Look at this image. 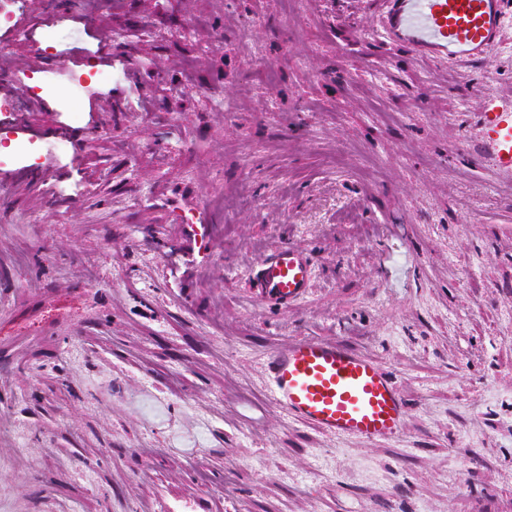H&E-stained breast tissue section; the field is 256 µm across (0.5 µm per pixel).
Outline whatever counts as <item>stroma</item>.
<instances>
[{
    "label": "stroma",
    "mask_w": 512,
    "mask_h": 512,
    "mask_svg": "<svg viewBox=\"0 0 512 512\" xmlns=\"http://www.w3.org/2000/svg\"><path fill=\"white\" fill-rule=\"evenodd\" d=\"M499 9L471 55L382 0H0V512H512ZM284 245L314 278L275 304ZM298 340L379 361L401 434L277 405ZM481 144L502 171L512 173V110L483 112ZM312 279V268L301 251L278 247L261 259L257 288L275 300L302 297Z\"/></svg>",
    "instance_id": "obj_1"
}]
</instances>
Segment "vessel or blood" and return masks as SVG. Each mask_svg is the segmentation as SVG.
I'll return each instance as SVG.
<instances>
[{
	"label": "vessel or blood",
	"instance_id": "obj_1",
	"mask_svg": "<svg viewBox=\"0 0 512 512\" xmlns=\"http://www.w3.org/2000/svg\"><path fill=\"white\" fill-rule=\"evenodd\" d=\"M498 0H417L404 15L399 0H389L391 27L411 23L424 28L440 45L475 54L493 43L501 28ZM481 144L502 171L512 173V110L484 113ZM312 268L290 246L261 261L258 286L275 300L302 297ZM272 394L287 412L321 431L368 441L398 437L404 406L388 372L374 359L342 345L300 340L278 350L271 362Z\"/></svg>",
	"mask_w": 512,
	"mask_h": 512
}]
</instances>
